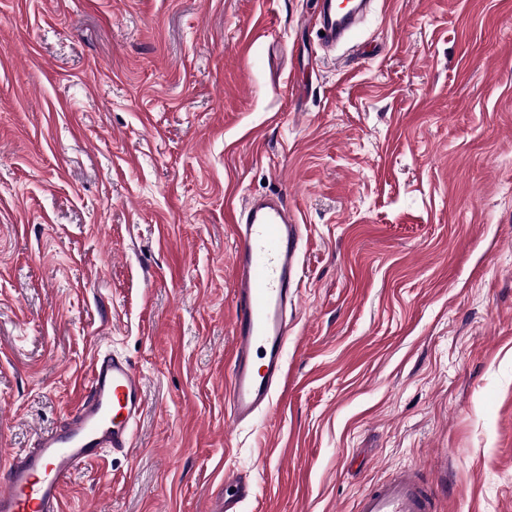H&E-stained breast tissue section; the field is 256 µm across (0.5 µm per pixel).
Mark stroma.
<instances>
[{
    "label": "stroma",
    "mask_w": 512,
    "mask_h": 512,
    "mask_svg": "<svg viewBox=\"0 0 512 512\" xmlns=\"http://www.w3.org/2000/svg\"><path fill=\"white\" fill-rule=\"evenodd\" d=\"M0 0V456L130 358L135 449L65 512H354L402 469L436 512H512V0ZM305 227L286 384L224 420L226 215ZM357 2L365 0H350L344 8H339L336 0H320L321 9L316 12V26L325 32V39L328 42H336V34L341 33L343 36L357 25ZM257 493V483L254 479L242 476L237 472L224 473V495L215 503L210 512H241L242 504L252 499Z\"/></svg>",
    "instance_id": "obj_1"
}]
</instances>
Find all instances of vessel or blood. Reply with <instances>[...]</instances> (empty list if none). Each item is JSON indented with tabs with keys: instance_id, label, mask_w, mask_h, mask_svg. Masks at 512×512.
<instances>
[{
	"instance_id": "vessel-or-blood-1",
	"label": "vessel or blood",
	"mask_w": 512,
	"mask_h": 512,
	"mask_svg": "<svg viewBox=\"0 0 512 512\" xmlns=\"http://www.w3.org/2000/svg\"><path fill=\"white\" fill-rule=\"evenodd\" d=\"M316 25L328 42L358 23L353 0L338 7L320 0ZM230 222L238 241L234 258L235 349L225 362L224 417L253 421L274 405L285 382L284 352L292 326L288 305L300 280L303 226L283 196L253 199ZM146 406L145 377L116 353L95 358L87 389L74 410L55 428L36 434L32 447L10 454L0 479V512H63L64 493L84 465L108 454H130L134 426ZM254 479L224 475V493L210 512H241L255 497ZM433 494L413 470L362 494L356 512H432Z\"/></svg>"
}]
</instances>
